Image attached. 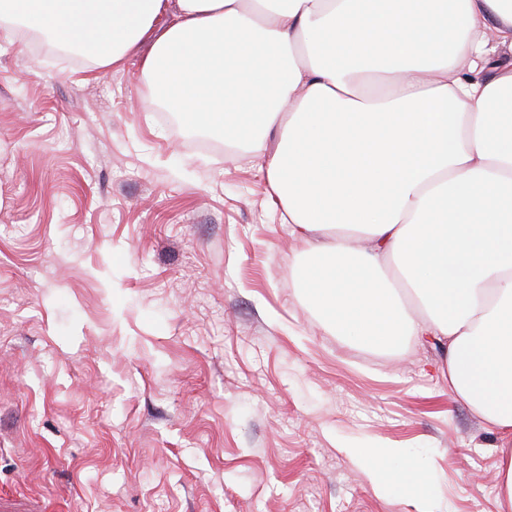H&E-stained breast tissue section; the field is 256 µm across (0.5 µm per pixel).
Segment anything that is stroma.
Segmentation results:
<instances>
[{
	"label": "stroma",
	"instance_id": "35a3bbf8",
	"mask_svg": "<svg viewBox=\"0 0 512 512\" xmlns=\"http://www.w3.org/2000/svg\"><path fill=\"white\" fill-rule=\"evenodd\" d=\"M0 33V491L63 512H411L347 448L434 459L448 512H497L500 440L440 350L333 335L305 246L242 148Z\"/></svg>",
	"mask_w": 512,
	"mask_h": 512
}]
</instances>
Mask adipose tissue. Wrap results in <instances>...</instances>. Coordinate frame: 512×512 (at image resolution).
Returning <instances> with one entry per match:
<instances>
[{
  "mask_svg": "<svg viewBox=\"0 0 512 512\" xmlns=\"http://www.w3.org/2000/svg\"><path fill=\"white\" fill-rule=\"evenodd\" d=\"M20 25L139 58L168 111L260 157L324 324L439 342L449 394L512 438V0H0ZM348 454L439 512L429 462Z\"/></svg>",
  "mask_w": 512,
  "mask_h": 512,
  "instance_id": "obj_1",
  "label": "adipose tissue"
}]
</instances>
